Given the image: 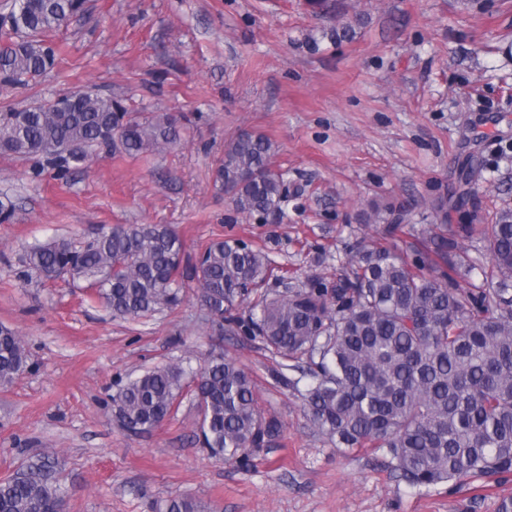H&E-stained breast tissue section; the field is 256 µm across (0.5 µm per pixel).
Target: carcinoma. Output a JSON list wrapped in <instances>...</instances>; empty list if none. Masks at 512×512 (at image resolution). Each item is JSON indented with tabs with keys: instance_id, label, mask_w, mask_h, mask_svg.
<instances>
[{
	"instance_id": "carcinoma-1",
	"label": "carcinoma",
	"mask_w": 512,
	"mask_h": 512,
	"mask_svg": "<svg viewBox=\"0 0 512 512\" xmlns=\"http://www.w3.org/2000/svg\"><path fill=\"white\" fill-rule=\"evenodd\" d=\"M85 0H8L0 14V76L27 86L59 60L51 34L84 10ZM172 113L131 110L93 90L0 113V152L36 160L60 177L102 148L136 156L177 143ZM265 136L241 131L224 146L215 182L233 209L264 216L288 199L286 173ZM369 218L385 224L386 242L356 243L348 268L327 280L261 295L258 311L237 307L274 278L266 255L240 239L210 242L196 260L162 224H116L86 239L55 238L28 247L23 263L47 280L84 281L117 318L136 320L181 301L185 282L210 315V332L260 340L307 380L305 416L338 450L381 448L412 487L512 478V211L493 224H460L430 237L409 256L393 234L408 211L389 203ZM480 232L491 264L487 287L461 280L475 264L463 241ZM22 338L0 325V385L25 367ZM185 370L154 366L109 396L112 420L148 433L170 419L184 395ZM194 399L204 447L227 462L248 464L274 445L281 422L259 407L249 372L217 355L196 371ZM63 493L50 457L0 479V512H57ZM154 512H199L187 498Z\"/></svg>"
}]
</instances>
